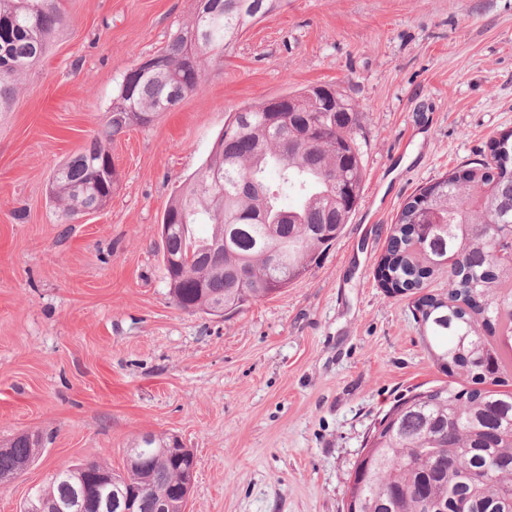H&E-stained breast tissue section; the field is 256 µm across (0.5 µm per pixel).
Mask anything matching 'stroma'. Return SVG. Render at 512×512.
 <instances>
[{
    "label": "stroma",
    "mask_w": 512,
    "mask_h": 512,
    "mask_svg": "<svg viewBox=\"0 0 512 512\" xmlns=\"http://www.w3.org/2000/svg\"><path fill=\"white\" fill-rule=\"evenodd\" d=\"M196 0H64L46 56L0 112V442L46 440L0 489L19 512L54 469L145 433L197 459L186 512H347L366 436L416 387L450 378L412 301L375 266L402 207L512 132V0H284L223 67L112 145L119 183L65 221L54 167L103 123L123 74L188 24ZM334 86L361 113L359 205L318 265L217 317L179 309L162 262L170 196L233 112Z\"/></svg>",
    "instance_id": "stroma-1"
}]
</instances>
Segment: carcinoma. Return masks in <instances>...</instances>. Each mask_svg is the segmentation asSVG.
<instances>
[{"instance_id": "cac0c4a2", "label": "carcinoma", "mask_w": 512, "mask_h": 512, "mask_svg": "<svg viewBox=\"0 0 512 512\" xmlns=\"http://www.w3.org/2000/svg\"><path fill=\"white\" fill-rule=\"evenodd\" d=\"M63 0H0V111L19 79L46 54L62 23ZM282 0H197L191 22L152 55L132 79L124 74L103 128L50 179V195L67 219L98 211L112 199L118 172L111 144L134 124L171 111L216 67L224 66L252 25ZM361 113L329 86L233 113L212 158L166 205L163 264L181 310L234 312L305 276L342 233L358 206L364 168L356 138ZM491 158L435 181L402 209L377 263L376 277L392 297L411 296L435 275H448L445 295L414 303L422 339L459 386L439 385L398 401L368 437L348 487V512H428L421 487L449 512H480L491 493L498 512H512V392L487 389L512 372V135L490 147ZM291 194L298 205L285 207ZM196 224L211 225L205 238ZM172 439L143 434L125 448L138 463L118 476L185 512L184 462ZM43 438L23 432L0 451V481L12 480L40 457ZM112 468L79 462L50 476L35 496L44 512H67L71 489L89 499L112 494L94 485Z\"/></svg>"}]
</instances>
